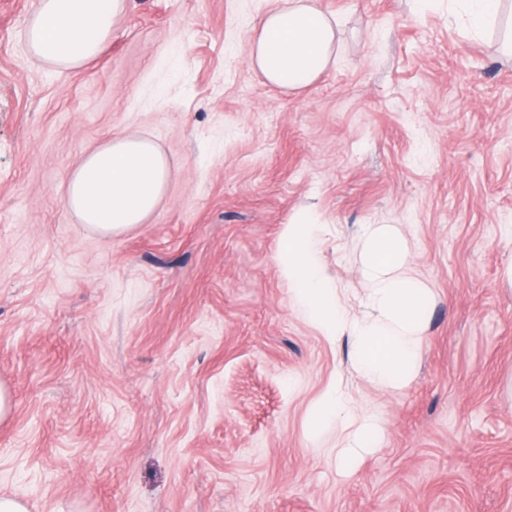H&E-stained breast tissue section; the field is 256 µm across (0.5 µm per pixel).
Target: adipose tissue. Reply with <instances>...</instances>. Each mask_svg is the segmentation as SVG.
Segmentation results:
<instances>
[{"mask_svg": "<svg viewBox=\"0 0 512 512\" xmlns=\"http://www.w3.org/2000/svg\"><path fill=\"white\" fill-rule=\"evenodd\" d=\"M125 0H39L26 32L32 57L62 69L84 67L105 51ZM336 21L310 0H288L262 18L248 55L249 66L279 89L298 91L332 63ZM170 172L167 158L149 139L111 138L83 156L70 174L63 201L80 223L95 232L119 234L143 223L155 210ZM345 434L340 457L367 451L377 430L368 417H355L336 389L316 404L310 434L330 426Z\"/></svg>", "mask_w": 512, "mask_h": 512, "instance_id": "1", "label": "adipose tissue"}]
</instances>
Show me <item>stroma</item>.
Segmentation results:
<instances>
[{"label":"stroma","instance_id":"35a3bbf8","mask_svg":"<svg viewBox=\"0 0 512 512\" xmlns=\"http://www.w3.org/2000/svg\"><path fill=\"white\" fill-rule=\"evenodd\" d=\"M0 0V495L30 512H512V0H316L336 63L281 91L247 58L269 0H127L95 61L33 60ZM150 139L171 177L109 237L63 203L85 153ZM366 316L363 233L430 290L408 382L358 378L293 301L287 224ZM340 385L381 431L350 470L308 426ZM461 2L455 6L463 8L468 17L467 26L476 36L493 26L500 13L501 0H452Z\"/></svg>","mask_w":512,"mask_h":512}]
</instances>
